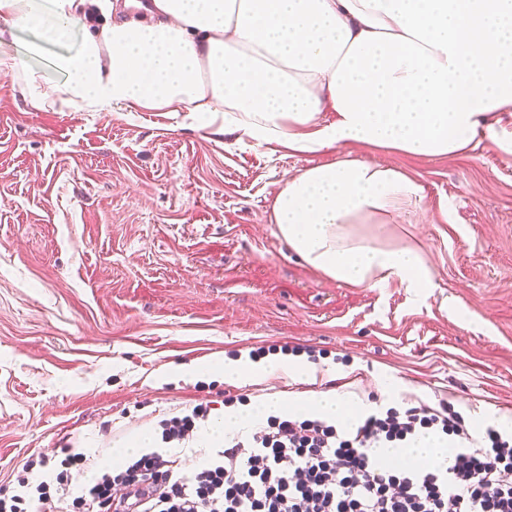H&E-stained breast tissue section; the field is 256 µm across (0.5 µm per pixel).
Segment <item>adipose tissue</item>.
<instances>
[{"label": "adipose tissue", "instance_id": "ef3b65f1", "mask_svg": "<svg viewBox=\"0 0 512 512\" xmlns=\"http://www.w3.org/2000/svg\"><path fill=\"white\" fill-rule=\"evenodd\" d=\"M61 47L65 78L19 66L16 29ZM22 98L76 112H183L237 142L298 153L363 145L410 156H458L488 138L512 154V0H152L141 17L114 0H0V70ZM332 113L322 123L320 113ZM424 198L387 161L345 157L280 185L271 221L327 278L372 288L433 287L418 248L356 232ZM258 386L313 382L333 367L300 360L219 358L177 366ZM278 393L225 413L213 440L296 414Z\"/></svg>", "mask_w": 512, "mask_h": 512}]
</instances>
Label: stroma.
<instances>
[{
  "label": "stroma",
  "instance_id": "obj_1",
  "mask_svg": "<svg viewBox=\"0 0 512 512\" xmlns=\"http://www.w3.org/2000/svg\"><path fill=\"white\" fill-rule=\"evenodd\" d=\"M346 155L376 152L247 146L168 112L41 109L0 71V484L38 454L59 473L66 434L109 459L181 409L217 419L225 397L265 388L163 371L285 343L336 376L277 391L450 403L479 439L488 414L512 418V154L485 140L389 155L425 197L361 230L421 250L434 286L420 296L330 280L271 224L281 182Z\"/></svg>",
  "mask_w": 512,
  "mask_h": 512
}]
</instances>
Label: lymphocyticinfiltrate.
<instances>
[{
    "label": "lymphocytic infiltrate",
    "instance_id": "f902f5d3",
    "mask_svg": "<svg viewBox=\"0 0 512 512\" xmlns=\"http://www.w3.org/2000/svg\"><path fill=\"white\" fill-rule=\"evenodd\" d=\"M427 429L445 436L448 454L427 468H389L385 449L406 448ZM463 416L426 405L391 407L351 431L302 416H271L252 438L228 437L223 450L185 472L178 457L152 451L88 468L63 444L81 512H512V439L496 430L468 447ZM29 458L15 486L0 487V512H52L53 479Z\"/></svg>",
    "mask_w": 512,
    "mask_h": 512
}]
</instances>
